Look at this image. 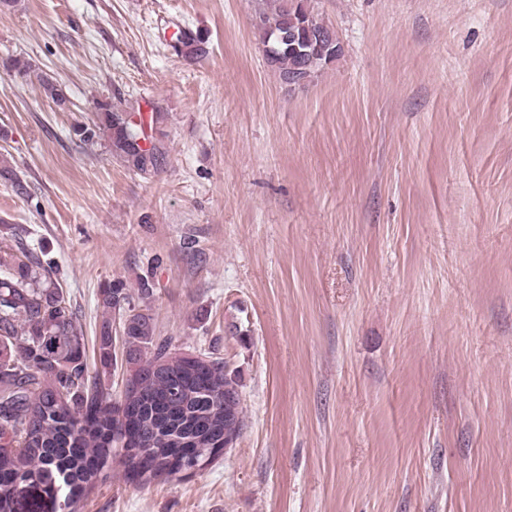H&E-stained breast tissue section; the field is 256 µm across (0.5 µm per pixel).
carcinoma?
I'll list each match as a JSON object with an SVG mask.
<instances>
[{"label":"carcinoma","instance_id":"1","mask_svg":"<svg viewBox=\"0 0 512 512\" xmlns=\"http://www.w3.org/2000/svg\"><path fill=\"white\" fill-rule=\"evenodd\" d=\"M263 0L258 29L275 48L268 64L284 80L313 77L341 52L335 32L300 0ZM299 37L298 47L280 41ZM177 42L196 55L201 39L181 30ZM3 69L25 79L30 66L7 58ZM109 101L97 122L80 128L83 141L105 138L113 154L143 177L167 158L154 136L157 112L134 120ZM144 141L148 148L140 146ZM53 264L18 244L0 247V512H75L101 474L119 463L143 483L167 480L224 453V436L239 437L243 410L238 384L224 359L180 355L157 338L153 316L122 284L99 291L105 312L98 352L112 358V313L123 323L126 364L135 381L121 405L112 401L107 372L90 375L82 327L72 299L51 276Z\"/></svg>","mask_w":512,"mask_h":512}]
</instances>
